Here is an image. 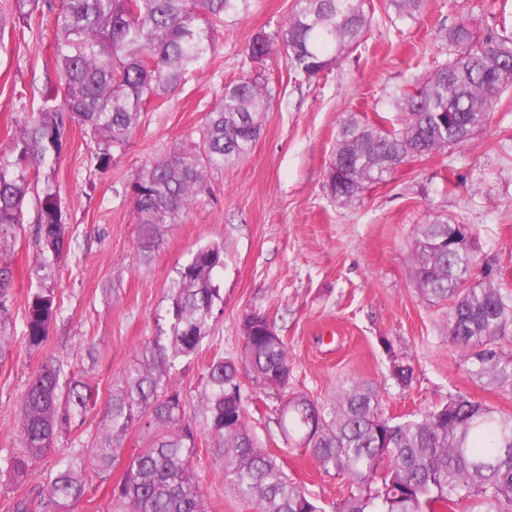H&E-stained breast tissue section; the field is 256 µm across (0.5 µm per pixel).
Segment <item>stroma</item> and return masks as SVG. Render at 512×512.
Listing matches in <instances>:
<instances>
[{"label":"stroma","mask_w":512,"mask_h":512,"mask_svg":"<svg viewBox=\"0 0 512 512\" xmlns=\"http://www.w3.org/2000/svg\"><path fill=\"white\" fill-rule=\"evenodd\" d=\"M59 4L39 0L19 29L15 0H0V149L38 110L46 79L56 75L50 18ZM294 6L295 0H253L247 17L219 29L214 53L173 93L147 105L110 167L97 166L95 140L75 125L66 130L59 159L41 165L40 177L59 194L70 248L49 282L61 310L46 342L29 348L25 306L40 282L37 197L29 195L8 254L13 341L0 361L1 456L17 451L22 398L48 362L96 387L98 402L82 426L60 435L54 450L36 461V471L49 472L68 448L92 442L113 388L163 328L180 268L210 243L224 247V268L216 277L224 303L199 355L183 360L173 380L189 412H199L205 362L216 354L238 357L245 315L266 314L288 345L291 374L284 390L250 392L248 424L288 477L323 501H341L348 485L303 450L285 445L276 418L292 395L328 402L351 381L365 380L393 417L422 413L457 392L512 412V395L470 376L446 335L443 308L420 298L411 275L415 226L443 216L474 227L478 263L497 261L504 269L500 286L512 293V88L499 97L490 123L462 146L405 162L390 181L345 207L326 188L330 152L349 115L395 121L392 95L446 59L445 30L464 19L482 35L511 30L512 0H426L414 19L397 17L387 0H365L370 24L361 45L332 71L309 80L295 77L282 49L261 66L245 52L255 34L278 30ZM258 72L276 98L250 155L212 171L207 192L152 257L143 258L127 192L133 173L188 144L225 84ZM90 344L97 348L92 359L81 353ZM396 362L413 369L407 387L391 375ZM144 440L140 428L129 430L110 475L88 473L87 499L74 512H120L112 488ZM199 446L194 467L209 512H252L225 487L210 441L200 438Z\"/></svg>","instance_id":"stroma-1"}]
</instances>
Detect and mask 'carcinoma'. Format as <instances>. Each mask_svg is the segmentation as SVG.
I'll return each mask as SVG.
<instances>
[{
    "mask_svg": "<svg viewBox=\"0 0 512 512\" xmlns=\"http://www.w3.org/2000/svg\"><path fill=\"white\" fill-rule=\"evenodd\" d=\"M426 0H388L399 18L421 14ZM252 0H63L54 13V62L59 82H46L42 107L32 113L0 156V358L11 345L12 271L3 255L22 224L30 193L28 173L59 154L67 126L84 127L97 142L96 163H112L141 112L172 92L211 54L218 27L244 19ZM369 25L362 0H296L279 30L255 35L248 58L263 63L282 45L295 72L317 77L358 45ZM448 60L396 93L391 108L401 123L352 114L336 137L327 186L340 205L384 182L403 162L462 145L485 127L500 93L512 87V34L476 36L460 22L445 33ZM62 99L64 108L55 105ZM274 99L261 75L224 86L196 131L198 141L151 161L128 184L140 248L149 252L205 191L213 169L246 158ZM35 240L40 268L52 276L68 246L57 192L38 197ZM475 243L455 237L453 225H416L412 275L420 296L448 306V338L469 374L512 395V294L501 291L494 266L482 281ZM224 267L218 244L199 248L171 289L160 331L144 345L137 366L108 401L105 426L89 447L75 448L45 475L33 464L60 434L79 426L94 408L92 387L49 363L23 396L18 451L0 456V475L36 480L11 512H74L87 496L86 472L110 474L122 441L135 426L147 434L112 489L124 512H206L194 471L198 432L220 452L224 481L254 512H327V505L295 485L262 448L246 421L244 384L282 390L290 375L288 347L261 312L246 315L238 358L205 364L201 414L190 416L172 380L184 358L199 353L215 308L224 302L214 274ZM55 290L30 293L24 338L42 346L59 312ZM283 436L309 450L319 467L345 479L347 495L332 512H512V413L461 393L412 418L387 416L374 389L354 381L330 403L294 396L277 418Z\"/></svg>",
    "mask_w": 512,
    "mask_h": 512,
    "instance_id": "obj_1",
    "label": "carcinoma"
}]
</instances>
